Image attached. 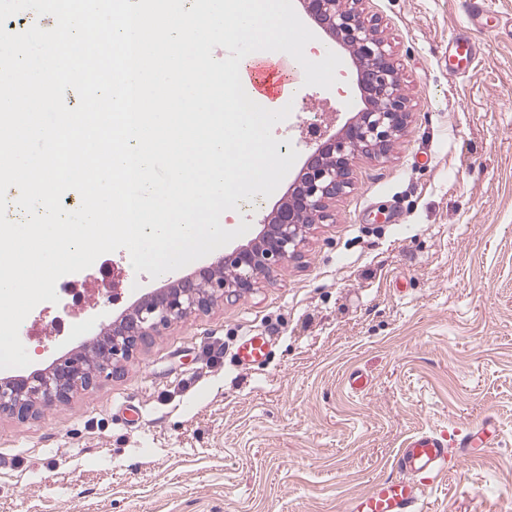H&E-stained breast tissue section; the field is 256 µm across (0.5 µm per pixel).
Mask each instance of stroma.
Returning <instances> with one entry per match:
<instances>
[{
  "label": "stroma",
  "mask_w": 512,
  "mask_h": 512,
  "mask_svg": "<svg viewBox=\"0 0 512 512\" xmlns=\"http://www.w3.org/2000/svg\"><path fill=\"white\" fill-rule=\"evenodd\" d=\"M361 8L399 69L406 131L385 157L355 156L300 260L153 337L121 376L28 420L0 415V512H346L412 435L458 440L486 417L496 444L439 477L427 512H512V35L471 31L479 58L455 77L459 0ZM340 58L334 87L300 86L274 126L282 153L306 160L314 112L342 124L362 109ZM288 187L223 223H249L248 243ZM212 261L153 279L120 249L61 277L58 303L22 323L21 375ZM259 333L267 358L239 366Z\"/></svg>",
  "instance_id": "stroma-1"
}]
</instances>
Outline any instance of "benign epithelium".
Segmentation results:
<instances>
[{"instance_id": "7a95c632", "label": "benign epithelium", "mask_w": 512, "mask_h": 512, "mask_svg": "<svg viewBox=\"0 0 512 512\" xmlns=\"http://www.w3.org/2000/svg\"><path fill=\"white\" fill-rule=\"evenodd\" d=\"M361 3L303 0L314 22L351 52L366 107L333 134L321 115L304 125L311 153L286 196L264 219L258 237L225 251L194 277L176 279L160 293L142 298L104 328L90 349L75 348L31 377L1 380L0 413L24 420L69 401L74 392L120 373L150 337L192 314L209 311L219 300L243 296L282 264L301 258L310 226L330 219V202L351 187L354 156L386 155L410 118L391 53L373 20L363 15Z\"/></svg>"}]
</instances>
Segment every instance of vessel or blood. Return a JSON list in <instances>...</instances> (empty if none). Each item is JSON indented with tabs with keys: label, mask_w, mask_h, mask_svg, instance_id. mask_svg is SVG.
<instances>
[{
	"label": "vessel or blood",
	"mask_w": 512,
	"mask_h": 512,
	"mask_svg": "<svg viewBox=\"0 0 512 512\" xmlns=\"http://www.w3.org/2000/svg\"><path fill=\"white\" fill-rule=\"evenodd\" d=\"M461 9L465 30L448 46V60L458 74L468 72L478 57L479 48L468 32L481 26L487 7L484 0H461ZM295 68L293 58L287 54L274 62L255 57L246 68L242 82L264 98L268 109L274 110L293 94ZM267 349L263 338L245 337L236 352L237 360L243 365L258 360L265 356ZM493 444L494 429L487 420L454 445L445 437L430 433L412 436L399 451L396 475L375 481L368 491L351 498L347 512H424L425 489L447 471L451 460L464 459L476 449Z\"/></svg>",
	"instance_id": "vessel-or-blood-1"
}]
</instances>
